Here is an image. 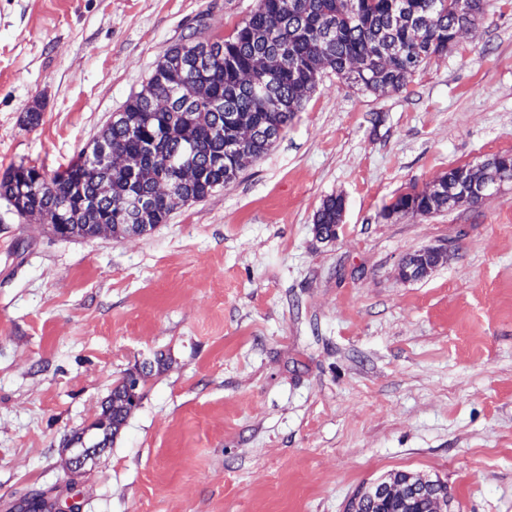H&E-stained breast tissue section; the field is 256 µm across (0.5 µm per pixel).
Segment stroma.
<instances>
[{
    "mask_svg": "<svg viewBox=\"0 0 512 512\" xmlns=\"http://www.w3.org/2000/svg\"><path fill=\"white\" fill-rule=\"evenodd\" d=\"M258 0H0V177L53 174L184 37ZM38 110L30 127L25 116ZM512 153V0L397 91L323 69L261 159L144 235L62 240L0 199V512L67 483L69 440L156 354L73 489L83 512H347L404 473L512 512V185L384 210ZM345 208L337 239L314 214ZM446 263L404 281L409 253ZM343 208V200L339 196H329L324 199L314 215L315 229L327 234L332 232L336 237V231L333 229Z\"/></svg>",
    "mask_w": 512,
    "mask_h": 512,
    "instance_id": "obj_1",
    "label": "stroma"
}]
</instances>
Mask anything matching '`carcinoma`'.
Masks as SVG:
<instances>
[{"label":"carcinoma","instance_id":"cac0c4a2","mask_svg":"<svg viewBox=\"0 0 512 512\" xmlns=\"http://www.w3.org/2000/svg\"><path fill=\"white\" fill-rule=\"evenodd\" d=\"M259 0L227 38L170 46L144 90L130 96L92 147L51 176L22 164L0 181V198L18 215L54 225L63 239L112 234L128 225L168 223L180 204L207 197L268 153L329 67L374 95L402 88L460 29L477 31L483 0ZM127 153L130 170L114 171L98 149ZM190 166L193 181L178 177ZM394 206L431 214L448 208V188L400 195ZM343 200L324 199L315 229L333 232ZM141 399L121 378L100 417L70 443H113Z\"/></svg>","mask_w":512,"mask_h":512}]
</instances>
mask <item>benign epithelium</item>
Segmentation results:
<instances>
[{
    "label": "benign epithelium",
    "mask_w": 512,
    "mask_h": 512,
    "mask_svg": "<svg viewBox=\"0 0 512 512\" xmlns=\"http://www.w3.org/2000/svg\"><path fill=\"white\" fill-rule=\"evenodd\" d=\"M497 165H499L498 157L494 156L477 165L448 169V186L451 195L449 203L459 206L499 193L503 184L512 181V173L503 170L497 171L495 169ZM446 258L447 251L444 248L424 249L417 252L413 258H406L402 261L398 268L399 276L406 281L415 280L424 276L430 268L437 266ZM102 449L103 444L95 440L89 441L88 445L79 449L71 466L72 474L80 473L91 455ZM431 494L432 485L426 482L406 481L399 484L379 482L357 494L351 501L348 512H361L360 506L364 505L368 499L384 500L388 498L407 502L428 497ZM39 498L51 507V512H80L82 509L77 498L68 496L57 488L41 491Z\"/></svg>",
    "instance_id": "obj_1"
}]
</instances>
